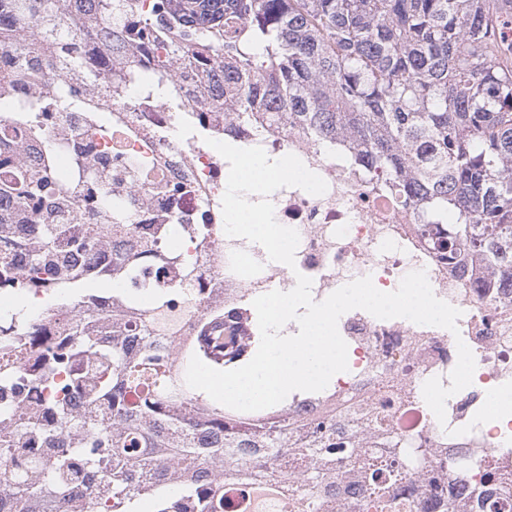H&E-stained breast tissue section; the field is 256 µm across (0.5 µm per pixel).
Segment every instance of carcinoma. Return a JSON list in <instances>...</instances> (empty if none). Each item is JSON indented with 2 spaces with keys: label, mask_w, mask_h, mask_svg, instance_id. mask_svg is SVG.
Instances as JSON below:
<instances>
[{
  "label": "carcinoma",
  "mask_w": 512,
  "mask_h": 512,
  "mask_svg": "<svg viewBox=\"0 0 512 512\" xmlns=\"http://www.w3.org/2000/svg\"><path fill=\"white\" fill-rule=\"evenodd\" d=\"M512 0H0V104L24 109L49 92L64 111L82 93L120 101L133 82L180 98L187 89L241 121L280 114L305 125L319 145L347 143L349 163L377 168L382 189L420 215L438 248L470 253L512 276V45L498 38ZM139 176L120 161L106 174ZM81 183L64 191L47 169L0 161V285L12 300L41 293L45 308L84 309L112 300L138 312L134 332L108 310L74 316L65 337L40 333L29 312L0 309V504L25 512L42 502L92 512L91 484L110 486L98 512H236L247 498L287 491L298 512H319L307 486L336 482V429L302 423L292 434L284 412L252 416L224 409L187 387L191 356L222 371L248 363L260 333L252 307L203 315L193 346L172 355L157 339L173 333L176 303H188L192 271L154 236L140 249H112L132 233V213L105 206L98 223L70 210ZM32 210L34 245L15 238V217ZM26 256L16 268V253ZM99 254L96 265H76ZM112 321V342L96 335ZM36 356L37 370L22 368ZM39 409L19 416L36 389ZM294 435L289 440L288 435ZM42 450L18 478L10 464ZM433 456H398L407 471ZM495 471L466 500L442 512L479 507ZM375 512H412L416 489L395 488L389 473L367 472Z\"/></svg>",
  "instance_id": "carcinoma-1"
}]
</instances>
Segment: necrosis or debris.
Segmentation results:
<instances>
[{"instance_id":"4bbe7bcc","label":"necrosis or debris","mask_w":512,"mask_h":512,"mask_svg":"<svg viewBox=\"0 0 512 512\" xmlns=\"http://www.w3.org/2000/svg\"><path fill=\"white\" fill-rule=\"evenodd\" d=\"M19 125L27 133L22 161L49 166L60 185H70L76 171L59 174L58 162L42 152L47 136L78 139L89 167L99 168L102 157L112 154L144 170L145 178L106 197L111 206L132 209L140 238H149L158 224H211L210 238L191 249L193 285L225 308L290 290L300 274L312 279V297L320 302L364 276L391 292L409 272L425 271L434 294L461 310L459 338L403 318L349 311L338 322L348 345L347 371L323 391L289 403L288 414L297 420L332 418L337 446L365 449L370 466L389 465L402 448L434 449V457L408 477L422 506L466 493L488 462L497 461L493 495L479 512H512V420L501 422L487 409L493 388H512L511 283L463 250L437 249L422 236L414 209L372 179L354 176L336 152L315 145L306 128L286 118L262 130L217 111L197 124L179 125L166 105L134 85L124 103L88 95L81 109L58 112L47 101ZM213 139L262 147L272 159L295 155L326 182L320 196L297 187L270 196L277 222L300 236L294 269L272 267L263 249L226 235L221 201L229 164L210 147ZM460 339L471 349L476 369L472 384L447 400L441 423L425 403L422 386L433 377L448 381ZM381 417L388 424L383 435L373 430ZM368 494L358 472L330 487L325 502L334 512H360Z\"/></svg>"}]
</instances>
